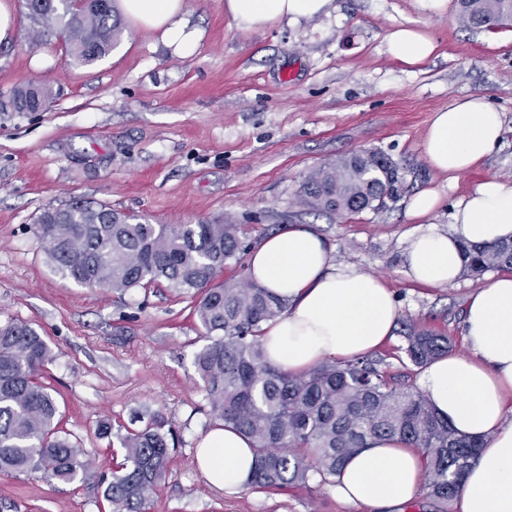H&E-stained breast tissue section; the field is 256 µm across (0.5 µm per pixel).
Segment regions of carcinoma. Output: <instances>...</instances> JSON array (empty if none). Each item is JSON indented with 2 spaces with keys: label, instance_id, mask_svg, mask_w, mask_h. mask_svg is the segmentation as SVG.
I'll return each mask as SVG.
<instances>
[{
  "label": "carcinoma",
  "instance_id": "cac0c4a2",
  "mask_svg": "<svg viewBox=\"0 0 512 512\" xmlns=\"http://www.w3.org/2000/svg\"><path fill=\"white\" fill-rule=\"evenodd\" d=\"M39 41L54 30L70 46V62L92 64L118 43L124 28L114 0H25ZM469 27L492 28L512 18V0H458ZM49 92L28 83L0 102V112H38ZM395 163L375 152L344 157L311 170L301 185L313 209L358 213L386 208L399 196ZM47 260L78 284L124 295L166 285L193 299L192 316L205 344L194 355L209 424L230 425L249 437L257 457L250 488H307L325 483L353 453L376 437L397 435L422 452L428 493L446 501L459 490L478 441L456 434L418 388L387 375L380 362L327 359L303 375L266 358L262 324L286 303L246 280L224 278V267L247 251L241 227L222 220L151 224L102 203L72 200L37 220ZM512 271V239L463 245L462 274ZM405 352L418 368L448 352V337L423 329L405 334ZM55 353L32 325L0 320V474L36 472L50 485L72 483L90 465L89 451L61 430L53 389L42 381ZM178 442L156 414L141 430L120 436L121 459L105 480L110 512H150Z\"/></svg>",
  "mask_w": 512,
  "mask_h": 512
}]
</instances>
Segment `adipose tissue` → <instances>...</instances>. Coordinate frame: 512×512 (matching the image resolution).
<instances>
[{
  "label": "adipose tissue",
  "instance_id": "adipose-tissue-1",
  "mask_svg": "<svg viewBox=\"0 0 512 512\" xmlns=\"http://www.w3.org/2000/svg\"><path fill=\"white\" fill-rule=\"evenodd\" d=\"M332 0H224V9L248 30L296 24L329 14ZM125 15L158 34L168 47L196 44L199 30L187 19L184 0H121ZM387 41L408 65L433 56L426 32L401 27ZM503 115L485 99L452 100L434 112L423 152L435 171L457 178L477 168L502 141ZM446 231L413 235L409 274L428 287L452 283L462 267L463 243L492 244L512 238V181L492 175L456 206ZM248 277L287 304L281 318L265 325L269 361L300 374L327 359L351 361L393 336L398 318L394 292L385 281L337 262L325 238L291 224L252 249ZM467 355L429 362L420 388L439 417L458 434L480 441L476 460L452 502L454 512H512V273L472 293L466 305ZM197 462L211 483L236 494L248 488L256 454L249 438L231 427L211 430L197 449ZM425 475L417 449L396 437L372 440L351 455L330 479L345 504L394 512L411 501Z\"/></svg>",
  "mask_w": 512,
  "mask_h": 512
}]
</instances>
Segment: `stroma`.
<instances>
[{"instance_id": "1", "label": "stroma", "mask_w": 512, "mask_h": 512, "mask_svg": "<svg viewBox=\"0 0 512 512\" xmlns=\"http://www.w3.org/2000/svg\"><path fill=\"white\" fill-rule=\"evenodd\" d=\"M6 2L15 28L0 42V97L29 82L51 96L40 112H0V320L32 324L56 352L47 372L63 426L93 465L82 479L53 486L36 473L0 475V512H108L103 481L120 445L118 436L99 438L97 427H142L155 414L181 442L151 512H371L315 481L235 495L212 487L194 461L209 418L193 366L202 341L190 298L165 287L122 296L62 277L36 219L81 198L152 224L221 218L241 225L252 246L283 225H307L337 261L393 288L400 316L379 354L417 383L420 369L397 359L407 328L447 336L452 353H466L467 297L495 274L443 288L413 283L406 249L418 227L406 205L421 189L440 188L434 228L443 231L484 178H512V24L467 27L456 0L439 13L419 0H335L330 15L245 31L224 0H185L191 26L203 32L189 56H174L128 19L112 52L81 66L58 35L31 42L24 0ZM400 26L431 35L434 56L419 65L394 58L387 36ZM465 96L503 112L505 133L481 166L450 183L427 165L422 137L435 111ZM364 149L398 165L399 198L342 217L301 204L310 170Z\"/></svg>"}]
</instances>
